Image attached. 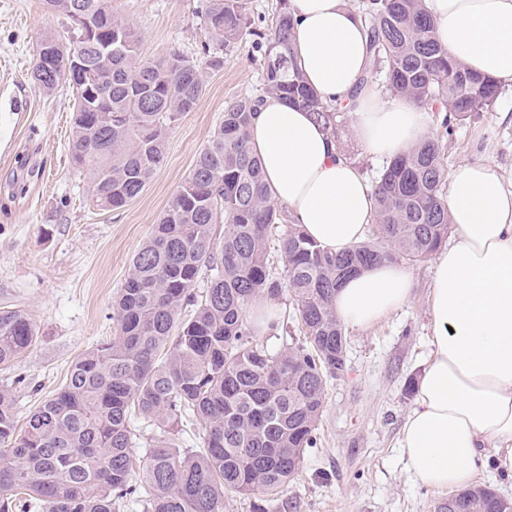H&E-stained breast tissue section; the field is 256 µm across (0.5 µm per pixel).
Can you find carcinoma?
I'll list each match as a JSON object with an SVG mask.
<instances>
[{
  "label": "carcinoma",
  "mask_w": 512,
  "mask_h": 512,
  "mask_svg": "<svg viewBox=\"0 0 512 512\" xmlns=\"http://www.w3.org/2000/svg\"><path fill=\"white\" fill-rule=\"evenodd\" d=\"M69 23L48 33L30 79L76 91L70 151L90 179L89 203L119 210L136 199L165 158L168 134L197 105L209 69L252 34L241 0H204L203 59L178 52L145 58L140 34L112 0H44ZM371 64L386 90L441 112L431 133L386 166L375 185L372 240L330 254L271 202L248 130L266 96L297 104L336 136L343 108L321 102L291 54L292 19L280 8L252 48L259 95L224 115L134 256L112 304L116 336L77 357L65 384L17 431L15 400L0 390V512H223L227 495L282 493L314 447L329 380L345 368L346 336L334 297L342 279L381 263L421 262L448 235L442 140L454 122L491 108L501 84L448 56L424 0H364L358 12ZM88 67L96 83L83 80ZM54 76L45 79L46 71ZM224 225L216 238L215 225ZM284 226L277 271L269 247ZM207 276L205 294L195 285ZM288 297L301 335L277 351L255 338L251 311ZM35 326L20 309L0 311V363L27 349ZM155 426L134 463V421ZM186 423L200 448H181ZM446 512H512L486 486L451 496Z\"/></svg>",
  "instance_id": "cac0c4a2"
}]
</instances>
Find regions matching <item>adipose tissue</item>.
Here are the masks:
<instances>
[{"mask_svg":"<svg viewBox=\"0 0 512 512\" xmlns=\"http://www.w3.org/2000/svg\"><path fill=\"white\" fill-rule=\"evenodd\" d=\"M438 41L473 71L512 84V0H425ZM292 52L322 101L355 116L367 155L390 162L425 134L427 114L400 99L381 102L363 82L370 58L359 17L345 0H289ZM248 144L259 157L272 201L306 235L341 253L369 235L371 183L339 154L336 140L299 106L268 97ZM451 240L434 260L430 314L434 355L418 384L399 446L420 483L468 487L485 449L512 475V180L489 161L447 175ZM409 268L379 264L342 281L335 308L365 328L411 299Z\"/></svg>","mask_w":512,"mask_h":512,"instance_id":"obj_1","label":"adipose tissue"}]
</instances>
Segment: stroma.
<instances>
[{"instance_id": "obj_1", "label": "stroma", "mask_w": 512, "mask_h": 512, "mask_svg": "<svg viewBox=\"0 0 512 512\" xmlns=\"http://www.w3.org/2000/svg\"><path fill=\"white\" fill-rule=\"evenodd\" d=\"M199 0H112L146 56L177 50L200 59L207 39ZM66 30L43 0H0V308L25 310L38 334L0 364L17 424L66 380L72 362L112 338V302L135 254L190 172L225 107L262 90L259 53L242 45L207 73L196 107L171 129L162 166L126 207H90V184L71 162L75 92L44 93L29 79L41 38ZM446 166L488 159L512 176V85L494 106L443 141ZM411 269L410 303L368 328L346 327V370L329 381L314 448L266 512H433L445 493L412 476L398 440L431 356L432 261Z\"/></svg>"}]
</instances>
